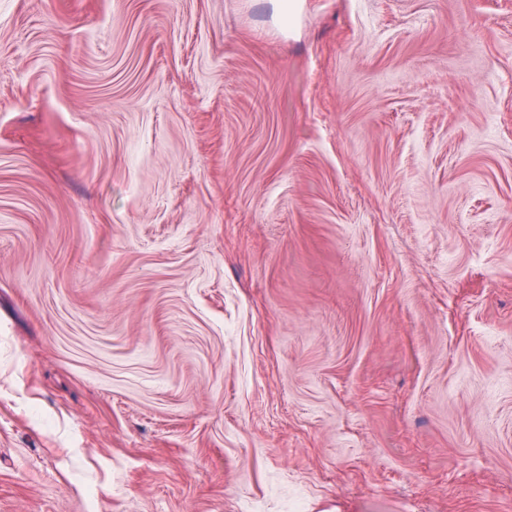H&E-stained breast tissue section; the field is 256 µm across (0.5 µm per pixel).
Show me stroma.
I'll return each instance as SVG.
<instances>
[{
  "mask_svg": "<svg viewBox=\"0 0 512 512\" xmlns=\"http://www.w3.org/2000/svg\"><path fill=\"white\" fill-rule=\"evenodd\" d=\"M0 512H512V0H0Z\"/></svg>",
  "mask_w": 512,
  "mask_h": 512,
  "instance_id": "obj_1",
  "label": "stroma"
}]
</instances>
